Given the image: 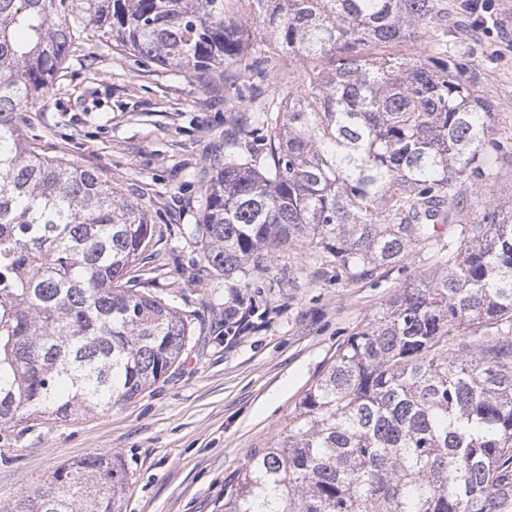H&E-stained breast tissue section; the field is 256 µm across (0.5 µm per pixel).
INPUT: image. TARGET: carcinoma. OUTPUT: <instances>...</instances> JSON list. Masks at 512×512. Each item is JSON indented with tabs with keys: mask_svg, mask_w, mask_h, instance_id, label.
<instances>
[{
	"mask_svg": "<svg viewBox=\"0 0 512 512\" xmlns=\"http://www.w3.org/2000/svg\"><path fill=\"white\" fill-rule=\"evenodd\" d=\"M245 2L259 40L219 0H0V447L136 398L191 337L175 307L133 288L162 238L150 203L21 133L84 24L203 86L239 72L237 98L255 107L230 121L181 230L217 274L263 271L299 240L353 281L436 256L224 484L221 512H512V210L478 219L466 202L512 165V136L448 57V13L438 0ZM428 35L424 55L384 52ZM276 56L303 77L267 93L251 78ZM126 481L91 455L6 512H121Z\"/></svg>",
	"mask_w": 512,
	"mask_h": 512,
	"instance_id": "cac0c4a2",
	"label": "carcinoma"
}]
</instances>
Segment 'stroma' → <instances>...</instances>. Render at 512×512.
Returning <instances> with one entry per match:
<instances>
[{
    "label": "stroma",
    "instance_id": "stroma-1",
    "mask_svg": "<svg viewBox=\"0 0 512 512\" xmlns=\"http://www.w3.org/2000/svg\"><path fill=\"white\" fill-rule=\"evenodd\" d=\"M439 0L448 12V44L474 75L482 97L512 129V0ZM71 57L40 112L22 127L49 156L111 176L144 198L163 238L150 248L136 287L186 314L193 339L169 379L92 418L38 426L11 448L0 447V507L57 467L111 454L128 475L122 512H218L224 483L288 428L304 394L333 364L338 349L381 311L409 279L432 275L425 252L410 254L373 280L338 273L334 258L309 244L276 252L247 281L210 274L183 225L198 218V200L225 123L246 111L223 85L138 64L91 26L75 31ZM217 285L213 307L202 305ZM245 312L240 324L224 311Z\"/></svg>",
    "mask_w": 512,
    "mask_h": 512
}]
</instances>
